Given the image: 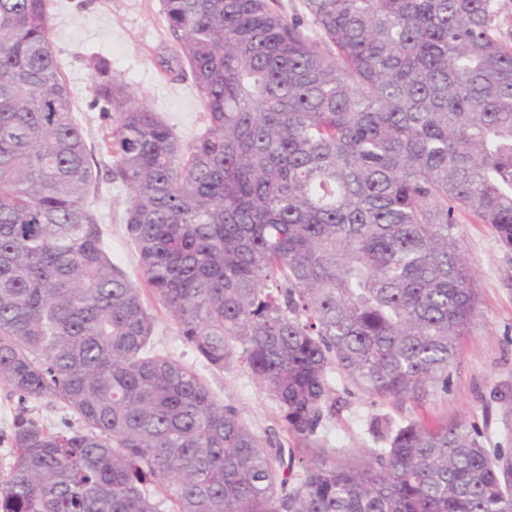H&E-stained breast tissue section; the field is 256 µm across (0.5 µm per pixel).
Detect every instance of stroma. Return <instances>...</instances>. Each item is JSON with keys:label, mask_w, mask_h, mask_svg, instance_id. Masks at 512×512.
Returning a JSON list of instances; mask_svg holds the SVG:
<instances>
[{"label": "stroma", "mask_w": 512, "mask_h": 512, "mask_svg": "<svg viewBox=\"0 0 512 512\" xmlns=\"http://www.w3.org/2000/svg\"><path fill=\"white\" fill-rule=\"evenodd\" d=\"M56 57L73 96V112L88 145L99 140L101 121L93 106L90 56L107 60L123 81L169 124L183 143H191L206 126V115L191 75L168 71L174 42L161 0H51ZM127 194L121 185L101 182L92 203L112 261L135 282L141 281L138 253L122 215ZM460 242L475 271L481 304L475 324L460 347L452 368L451 387L422 403L396 402L370 396L332 373L336 414L320 434L321 444L336 455H364L379 442L369 432L371 419L426 423L461 420L477 425L484 448H512V250L505 248L485 224L463 222ZM214 394L236 404L259 435L294 449L282 428L275 401L247 369L234 362L224 369H203ZM51 430L77 426L78 420L52 398L19 404L0 387V479L12 461L11 433L18 411Z\"/></svg>", "instance_id": "1"}]
</instances>
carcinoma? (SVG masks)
<instances>
[{
	"label": "carcinoma",
	"mask_w": 512,
	"mask_h": 512,
	"mask_svg": "<svg viewBox=\"0 0 512 512\" xmlns=\"http://www.w3.org/2000/svg\"><path fill=\"white\" fill-rule=\"evenodd\" d=\"M303 5L162 0L207 114L188 145L88 59L143 289L90 207L50 0H0V387L81 422L16 416L0 512H512V455L463 423L377 417L386 446L358 461L317 446L334 370L379 398L448 393L480 301L461 217L512 248L503 0ZM145 289L200 363L156 349ZM234 361L300 468L209 389L199 365Z\"/></svg>",
	"instance_id": "carcinoma-1"
}]
</instances>
